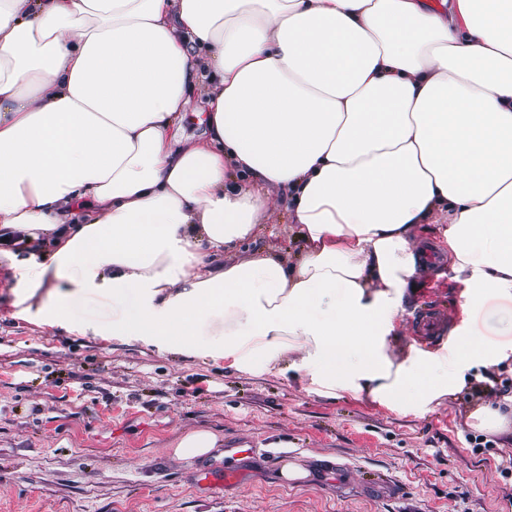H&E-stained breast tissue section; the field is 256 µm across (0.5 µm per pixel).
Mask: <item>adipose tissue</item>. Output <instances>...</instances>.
I'll list each match as a JSON object with an SVG mask.
<instances>
[{
	"instance_id": "obj_1",
	"label": "adipose tissue",
	"mask_w": 512,
	"mask_h": 512,
	"mask_svg": "<svg viewBox=\"0 0 512 512\" xmlns=\"http://www.w3.org/2000/svg\"><path fill=\"white\" fill-rule=\"evenodd\" d=\"M278 192L304 253L225 262ZM437 212L459 344L398 357ZM0 242L52 322L235 369L296 352L404 414L455 396L512 358V0H0Z\"/></svg>"
}]
</instances>
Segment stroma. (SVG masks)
Wrapping results in <instances>:
<instances>
[{
  "mask_svg": "<svg viewBox=\"0 0 512 512\" xmlns=\"http://www.w3.org/2000/svg\"><path fill=\"white\" fill-rule=\"evenodd\" d=\"M305 244L283 196H272L235 260L271 249L294 261ZM21 259L0 256V512H512V451L473 452L468 415L498 394L473 386L416 414L366 399L326 396L295 372L238 371L223 360L173 353L146 336L102 337L29 312L17 286ZM453 259L420 271L396 330L394 355L416 339L411 320L438 301L460 316ZM206 429L221 446L190 459L174 444ZM244 444L255 457L240 482L204 490L196 466ZM293 461L308 472L283 481Z\"/></svg>",
  "mask_w": 512,
  "mask_h": 512,
  "instance_id": "obj_1",
  "label": "stroma"
}]
</instances>
